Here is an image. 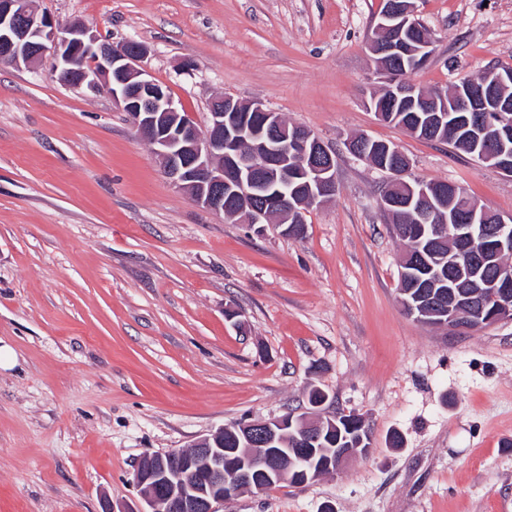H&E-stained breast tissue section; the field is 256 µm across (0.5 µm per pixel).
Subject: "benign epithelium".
I'll return each mask as SVG.
<instances>
[{"mask_svg":"<svg viewBox=\"0 0 512 512\" xmlns=\"http://www.w3.org/2000/svg\"><path fill=\"white\" fill-rule=\"evenodd\" d=\"M416 0H394L380 13L370 50L376 74L383 80L387 100H410L422 112H470L467 127L481 141L474 146V158L493 163L512 178V152L505 149L512 140L509 106L498 97V88L512 82V71L494 70L479 81L466 80L449 92L436 96L416 95L415 85L398 83L391 61L413 70L426 65L432 56V40L416 37ZM56 57L54 77L71 86L88 87L109 94L125 112L139 134L147 140L161 161L164 173L195 202L215 213H232L244 224H269L277 211L289 208L294 224H303L308 203H322L336 193V153L310 131L299 128L288 133L282 117L258 100L243 101L231 95L212 99L209 121L200 130L193 119L182 116L167 89L140 65L146 47L135 40L118 44L103 40L82 22L59 27L36 13L31 0H0V60L17 67L37 64L47 51ZM385 162L380 171L388 175L381 198L386 210L401 212L411 224H451L450 238L474 249L472 266L448 263V288L465 280L472 288L501 290V300L484 318L467 321L474 309L470 296L456 298L455 306L434 312L423 301L425 292L399 289L408 314L417 321L450 330H476L504 320H512V276L484 278V268L501 266L512 254V214L504 216L467 199L459 186L428 191L426 182L406 180L408 158L394 145L383 148ZM308 183V201L289 204L271 184L294 186ZM325 401L312 410L276 419L250 420L242 425L238 444L239 463L224 471V429L197 440L188 449H174L147 457L134 474L146 508L141 512H224L243 488L262 491L267 485L288 479L296 485L308 483L328 473H338L353 459L365 457L369 448H278L277 429L296 425L302 439L318 441L323 429H336V418L316 416Z\"/></svg>","mask_w":512,"mask_h":512,"instance_id":"1","label":"benign epithelium"}]
</instances>
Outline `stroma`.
<instances>
[{
  "label": "stroma",
  "instance_id": "obj_1",
  "mask_svg": "<svg viewBox=\"0 0 512 512\" xmlns=\"http://www.w3.org/2000/svg\"><path fill=\"white\" fill-rule=\"evenodd\" d=\"M55 24L144 44L152 77L205 126L210 100H258L336 153V194L302 237L207 210L175 188L110 95L55 59L0 64V512H139L134 473L308 393L371 428L367 458L224 512H512V321L428 326L398 302L405 250L385 173L357 135L423 180L512 214V178L369 108L383 0H31ZM430 89L512 67V0H417ZM400 447L390 443L392 434Z\"/></svg>",
  "mask_w": 512,
  "mask_h": 512
}]
</instances>
